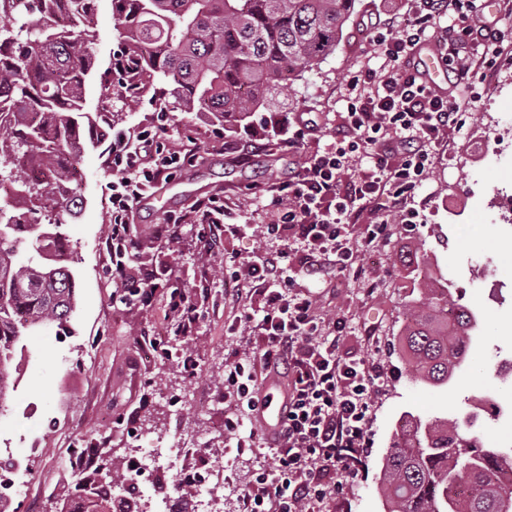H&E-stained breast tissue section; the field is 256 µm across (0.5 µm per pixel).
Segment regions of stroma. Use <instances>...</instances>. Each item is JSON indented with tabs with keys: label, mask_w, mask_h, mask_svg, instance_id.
Wrapping results in <instances>:
<instances>
[{
	"label": "stroma",
	"mask_w": 512,
	"mask_h": 512,
	"mask_svg": "<svg viewBox=\"0 0 512 512\" xmlns=\"http://www.w3.org/2000/svg\"><path fill=\"white\" fill-rule=\"evenodd\" d=\"M413 18L409 0H355L335 51L302 77L283 83L278 112H307L316 122L308 151L333 142L351 92L370 93V86L354 90L350 83L385 64L384 48L374 40L376 22L389 19L400 28ZM484 54L495 62L487 79L447 89L464 122L445 136L429 175L411 192L408 203L419 210L420 223H402L389 199L374 200L367 221L384 224L385 232L360 254V275L296 278L299 288L316 293L325 322L344 318L341 354L365 358L384 371L372 401L371 434L358 454L361 464L325 503L326 512H385L378 474L396 438L398 419L407 413L424 419L444 416L496 391L499 382L486 365L493 353H512L508 307L483 308L487 327L471 352L473 365L451 385L411 381L405 363L389 353L406 321L400 258L418 244L430 248L442 268L460 271L455 294L464 304L483 307L478 276L512 283V227L493 223L487 205L496 186L512 181V155L489 161L471 137L477 128L484 136L512 142V62L499 57L491 45ZM114 128L150 133L166 156L185 145L195 147L196 159L157 180L161 192L153 206L133 209L135 261L152 271L157 289L149 300L128 305L109 263L112 140L87 133L77 165L82 209L62 227L76 249L72 333L60 339L50 327L24 339L13 362L17 388L0 408V448L7 449L16 468V500L20 512H64L69 498L79 493L66 462L70 444L83 435L108 433L113 455L126 457L132 446L126 422L132 418L149 435L215 448L209 466L226 483L215 486L213 495L223 498L224 512H236L240 488L271 467L273 459L260 441L237 453L229 448L230 435L223 429L225 418L244 415L242 407L223 400L224 364L236 357L248 362L254 355L253 328L241 319L250 304L225 307L224 290L251 256L274 255L283 248L281 239L266 232L271 212L258 186L287 174L288 152L272 137L248 161H239L225 146L229 129L200 113L156 110L146 98L121 112ZM453 152L467 156L465 168L449 162ZM203 198L230 209L233 230L214 245L206 225L195 221V204ZM450 199L464 210L469 224L453 240L443 207ZM177 218L183 226L172 247L156 238L155 228ZM480 251L495 255L497 263L475 276L467 272L466 263ZM176 289L198 295L200 318L188 336L169 328L167 301ZM186 355L197 363L195 376L185 371ZM173 396L183 398V410L170 405Z\"/></svg>",
	"instance_id": "obj_1"
}]
</instances>
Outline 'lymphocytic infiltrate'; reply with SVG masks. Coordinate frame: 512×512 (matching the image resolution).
I'll list each match as a JSON object with an SVG mask.
<instances>
[{"instance_id": "lymphocytic-infiltrate-1", "label": "lymphocytic infiltrate", "mask_w": 512, "mask_h": 512, "mask_svg": "<svg viewBox=\"0 0 512 512\" xmlns=\"http://www.w3.org/2000/svg\"><path fill=\"white\" fill-rule=\"evenodd\" d=\"M413 2V25L397 32L385 22L392 32L383 42L387 67L373 77L374 95L351 99L339 139L309 153V123L265 119L299 157L287 177L261 187L271 208L267 231L300 246L298 267L306 275L352 270L360 249L383 232L381 225L363 224L366 205L384 195L399 200L414 190L443 136L458 127L457 107L447 92L424 80L418 51L435 43L449 72L467 80L492 66L479 56L480 47L507 39L484 19L475 0ZM444 17L449 23L442 35H427L428 23ZM192 155L186 148L160 156L146 135L119 132L112 139V163L122 173L112 185V266L117 284L131 295L146 297L155 290L151 272L132 265V210L149 184ZM280 262L277 256L252 257L244 287L224 291L225 302L233 305L247 294L261 302L244 316L258 338L257 360L225 363L227 398L254 414L266 381H283L287 392L282 425L263 436L275 464L241 490L238 512H315L332 497L369 438L371 398L381 377L369 361L340 354L336 325L324 323L313 292L295 288Z\"/></svg>"}]
</instances>
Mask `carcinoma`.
<instances>
[{
  "mask_svg": "<svg viewBox=\"0 0 512 512\" xmlns=\"http://www.w3.org/2000/svg\"><path fill=\"white\" fill-rule=\"evenodd\" d=\"M118 50L101 75V119L112 128L160 82L173 86L162 112L210 114L234 127L269 107L279 83L301 76L336 50L355 0H110ZM96 0H0V14L29 21L25 33L0 27V404L14 391L13 354L46 328L68 332L76 306L74 251L64 215L82 200L73 188L84 148L86 78L95 60ZM432 259L419 248L402 263L418 282L406 303L399 350L414 382L447 385L467 362L475 313L438 292ZM455 310L448 320V310ZM512 470L486 448L465 416L415 419L381 467L386 512H512ZM126 478L123 462L100 459L85 512H109L98 487ZM464 486L467 494L454 493Z\"/></svg>",
  "mask_w": 512,
  "mask_h": 512,
  "instance_id": "carcinoma-1",
  "label": "carcinoma"
}]
</instances>
